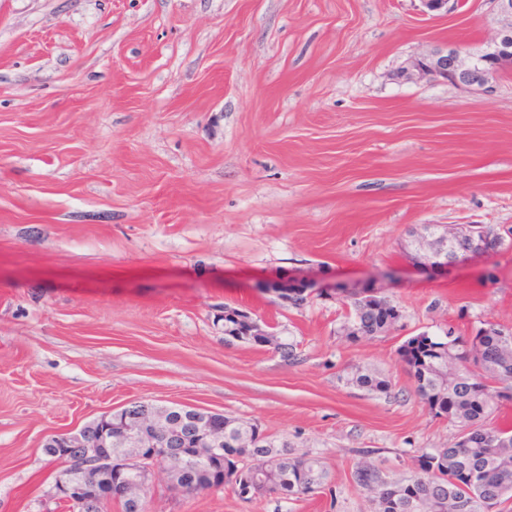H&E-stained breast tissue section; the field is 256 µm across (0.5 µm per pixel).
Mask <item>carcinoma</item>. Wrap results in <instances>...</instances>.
Masks as SVG:
<instances>
[{
    "label": "carcinoma",
    "mask_w": 512,
    "mask_h": 512,
    "mask_svg": "<svg viewBox=\"0 0 512 512\" xmlns=\"http://www.w3.org/2000/svg\"><path fill=\"white\" fill-rule=\"evenodd\" d=\"M504 245V237L493 229L470 226L458 231L455 241L448 244V254L462 263L496 253ZM345 301L349 311L343 330L353 342L384 333L385 319L401 315L389 296L370 285L349 292ZM398 354L413 381L414 393L435 415L458 424L464 439L422 453L413 470L402 477H390L375 465L359 462L356 482L371 495L375 512H492L512 498V427L492 423L500 403L512 400V331L485 322L468 337L448 332L440 339L423 333L405 340ZM344 381L370 396L391 389L387 377L370 370L358 369ZM130 408L139 414L163 412L170 426L182 428L178 440L158 436L152 453L160 457L169 448L181 450L187 464L175 487L187 494L225 486L240 500L250 502L253 497L247 495V486L255 474L254 494L259 496L300 499L314 495L327 483L328 472L319 459L291 455L288 440L277 442L253 423L224 417V444L212 451L199 441V425L183 407L139 401ZM44 451L63 464L55 487L79 481L107 486L110 494L123 499L122 512H146L129 504L112 476L79 470L73 463L76 449L61 453L46 446Z\"/></svg>",
    "instance_id": "1"
}]
</instances>
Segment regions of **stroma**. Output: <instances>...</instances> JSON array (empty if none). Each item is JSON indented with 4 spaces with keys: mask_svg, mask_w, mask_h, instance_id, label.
I'll list each match as a JSON object with an SVG mask.
<instances>
[{
    "mask_svg": "<svg viewBox=\"0 0 512 512\" xmlns=\"http://www.w3.org/2000/svg\"><path fill=\"white\" fill-rule=\"evenodd\" d=\"M497 27L488 0H0V512H69L45 441L136 401L249 420L331 473L250 502L159 474L153 512H373L354 464L447 447L398 348L512 329V247L432 268L417 234L512 228V76L400 72ZM301 280L387 285L402 318L353 342L342 296L260 288ZM228 306L298 361L227 340ZM358 367L389 393L344 386Z\"/></svg>",
    "mask_w": 512,
    "mask_h": 512,
    "instance_id": "obj_1",
    "label": "stroma"
}]
</instances>
